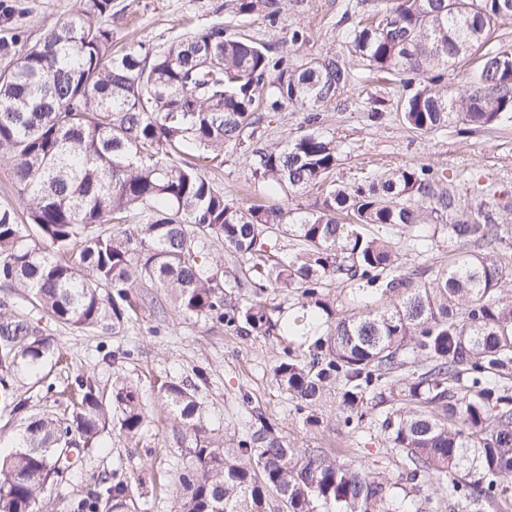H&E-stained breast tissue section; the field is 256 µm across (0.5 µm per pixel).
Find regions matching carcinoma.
Returning a JSON list of instances; mask_svg holds the SVG:
<instances>
[{
	"mask_svg": "<svg viewBox=\"0 0 512 512\" xmlns=\"http://www.w3.org/2000/svg\"><path fill=\"white\" fill-rule=\"evenodd\" d=\"M113 0H81L67 20L27 45L17 8L0 0V160L13 164L22 208L0 207V286L21 289L53 320L83 330L121 325L141 306L137 288L172 292L178 309L239 333L310 336L287 350L273 379L300 411L338 395L344 423L387 405L381 429L406 479L461 512L512 507V253L490 215L462 217L459 200L431 167L336 178L340 145L321 127V108L354 79L350 59L410 91L400 120L422 134L455 124L477 134L512 119V48L489 46L512 0H356L343 20L349 57L298 62L222 22L191 28L157 49L115 47ZM277 0H230L232 12L268 10ZM481 53L459 93L448 72ZM307 110L282 147L257 135L263 113ZM245 148L254 190L245 205L207 177L224 145ZM321 192L314 209L287 198ZM115 224V233L96 226ZM446 227L461 249L429 279L399 262L395 237L410 229L428 247V227ZM294 240L283 256L272 234ZM224 242L240 274L203 257L202 239ZM349 289L343 302L333 284ZM250 288L244 302L233 289ZM297 296L310 317L283 323L268 289ZM56 353L39 323L0 303V414L20 429L0 442V512H44V488L70 471L60 462L105 445V433L133 439L148 415L138 393L74 376L67 415L33 412L16 375L40 371ZM163 397L191 463L178 475L180 512H378L386 488L321 448H293L257 417L229 448L212 446L189 388ZM8 446L4 453L1 448ZM131 484L105 475L72 512H132Z\"/></svg>",
	"mask_w": 512,
	"mask_h": 512,
	"instance_id": "obj_1",
	"label": "carcinoma"
}]
</instances>
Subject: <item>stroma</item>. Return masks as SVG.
I'll use <instances>...</instances> for the list:
<instances>
[{"label": "stroma", "instance_id": "1", "mask_svg": "<svg viewBox=\"0 0 512 512\" xmlns=\"http://www.w3.org/2000/svg\"><path fill=\"white\" fill-rule=\"evenodd\" d=\"M24 10L29 43L40 41L47 28L75 13L80 0H15ZM227 0H114L112 31L117 43L143 40L165 45L185 23L207 26L221 21L255 39L286 47L299 60L328 54H347L341 0H279L276 18L263 13L233 14ZM304 42L290 44L293 30ZM401 90L359 76L322 110L324 125L340 142L338 171L346 176L362 168L386 171L404 164L429 166L442 174L461 199V214L483 208L495 213L512 245V122L477 134L456 129L423 135L396 118ZM379 108L386 117L372 124L367 114ZM227 193L248 200L250 160L243 148H224V165L209 172ZM400 262L407 268L435 271L446 264L456 247L445 231H436L426 252L411 250L408 237L399 243ZM13 311L39 320L64 356L53 376L58 388L82 374L103 388L122 382L137 389L149 414L139 440L112 437L109 448L82 456L70 475L48 486L43 494L51 512H68V503L97 479L113 470L142 474L134 486L135 512H178L183 488L177 473L190 462L191 438L182 436L162 400L168 382H197L213 441L230 443L242 437L253 416H264L276 435L297 448H322L343 454L370 472L392 494L390 512H448V502L400 487L399 453L380 430L376 413L359 427L345 425L334 406L322 412L323 421L309 425L296 404L273 381L271 370L284 356L283 336H246L227 331L205 317L181 313L172 298L137 310L115 329L79 331L55 322L20 290L0 288V301Z\"/></svg>", "mask_w": 512, "mask_h": 512}]
</instances>
